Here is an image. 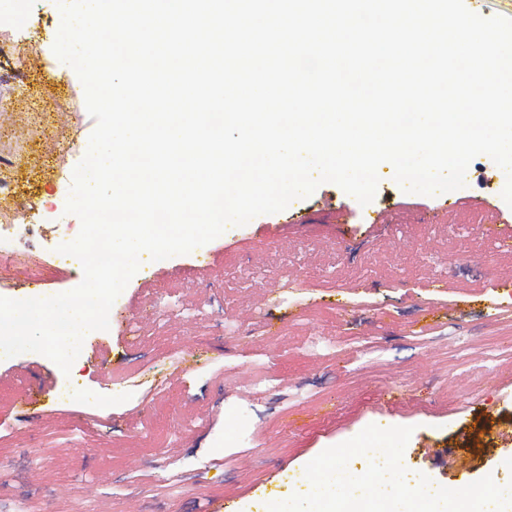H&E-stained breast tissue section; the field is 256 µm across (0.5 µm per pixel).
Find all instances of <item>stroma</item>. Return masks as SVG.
<instances>
[{
  "label": "stroma",
  "instance_id": "35a3bbf8",
  "mask_svg": "<svg viewBox=\"0 0 512 512\" xmlns=\"http://www.w3.org/2000/svg\"><path fill=\"white\" fill-rule=\"evenodd\" d=\"M10 8L23 20L1 19L0 43L17 48L25 77L0 84V157L9 161L0 174L11 186L6 206L42 207L48 231L16 247L38 256L41 291L52 296L83 279L55 261L52 227L77 221L65 204L94 121L76 72L53 50L54 0ZM465 180L428 197L403 192L384 170L364 206L325 183L161 266L143 260L112 313L129 318L157 302L167 319L133 346L115 326L88 336L76 374L111 397L107 412L46 398L30 433L16 392L56 388L64 375L37 353L0 361V499L25 512H129L139 501L156 512H215L228 496L258 504L325 448L390 423L413 427L403 458L437 485L457 490L488 475L511 482L502 462L512 442L498 433L512 421V387L489 378L512 371V288L496 285L512 257L487 227L512 232V208L490 157H475ZM284 237L293 249L280 246ZM474 255L485 265L470 264ZM269 300L279 335L215 351L224 319L257 327ZM190 339L213 348L196 350L195 367L175 366ZM393 383L403 398L381 408L377 392ZM332 397L335 415L320 417ZM429 448L468 465L440 464ZM31 464L41 482L24 480Z\"/></svg>",
  "mask_w": 512,
  "mask_h": 512
}]
</instances>
